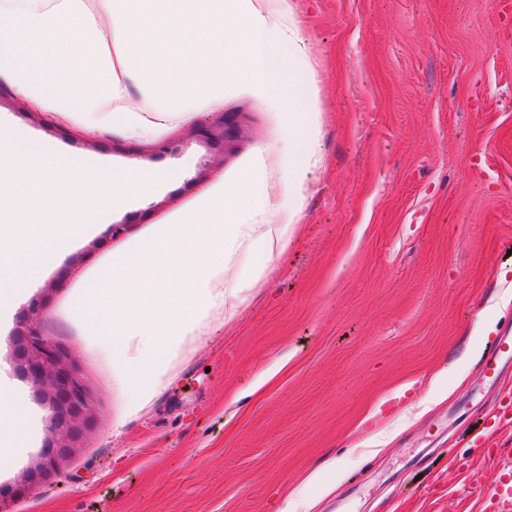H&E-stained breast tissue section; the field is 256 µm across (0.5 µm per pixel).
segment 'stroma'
<instances>
[{"instance_id":"obj_1","label":"stroma","mask_w":512,"mask_h":512,"mask_svg":"<svg viewBox=\"0 0 512 512\" xmlns=\"http://www.w3.org/2000/svg\"><path fill=\"white\" fill-rule=\"evenodd\" d=\"M321 87L325 163L293 239L233 318L215 313L169 379L121 431L112 354L72 318L81 274L133 235L232 177L272 142L271 112L240 94L238 139L208 140L219 114L153 141L53 124L10 85L0 114L75 163L102 156L175 170L111 224L56 252L26 286L0 369L37 418L27 450L0 468L16 484L46 446L50 413L12 357L29 304L79 366L95 423L59 472L11 512H304L311 472L336 459V488L314 512H480L470 434L491 397L479 363L512 329V20L497 0H296ZM497 167L480 175L478 153ZM494 318L489 336L474 324ZM276 374L263 386L257 375ZM457 465H449V456ZM445 491L424 493L432 480Z\"/></svg>"}]
</instances>
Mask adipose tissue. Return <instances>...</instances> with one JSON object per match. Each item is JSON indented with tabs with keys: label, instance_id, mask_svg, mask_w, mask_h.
I'll list each match as a JSON object with an SVG mask.
<instances>
[{
	"label": "adipose tissue",
	"instance_id": "adipose-tissue-1",
	"mask_svg": "<svg viewBox=\"0 0 512 512\" xmlns=\"http://www.w3.org/2000/svg\"><path fill=\"white\" fill-rule=\"evenodd\" d=\"M0 82L53 122L127 138H159L238 93L275 117L279 147L256 146L234 178L113 248L76 284L74 320L112 354L122 426L154 398L185 340L249 299L303 212L323 117L297 10L293 0H0ZM34 428L0 375V464Z\"/></svg>",
	"mask_w": 512,
	"mask_h": 512
}]
</instances>
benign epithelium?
<instances>
[{
    "label": "benign epithelium",
    "mask_w": 512,
    "mask_h": 512,
    "mask_svg": "<svg viewBox=\"0 0 512 512\" xmlns=\"http://www.w3.org/2000/svg\"><path fill=\"white\" fill-rule=\"evenodd\" d=\"M40 315L38 304L29 306L21 321L15 348L22 351L19 366L23 378L45 388L40 400L50 411L51 437L36 471L12 488L0 490V512H7L6 502L33 493L40 485L37 476L58 470L94 420L88 388L79 367L64 349L43 334L38 324Z\"/></svg>",
    "instance_id": "7a95c632"
}]
</instances>
